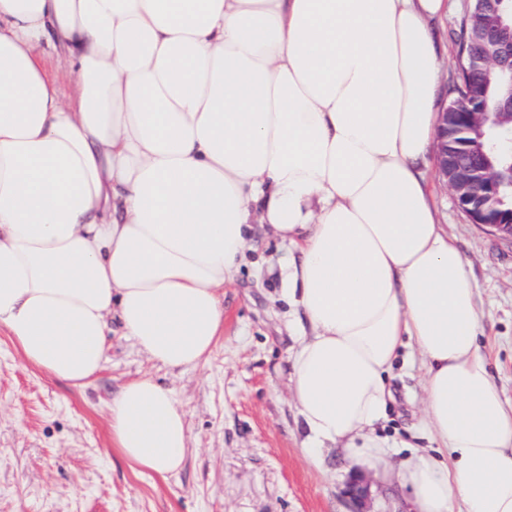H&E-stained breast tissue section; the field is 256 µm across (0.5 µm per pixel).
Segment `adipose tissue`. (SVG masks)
Wrapping results in <instances>:
<instances>
[{
  "label": "adipose tissue",
  "instance_id": "adipose-tissue-1",
  "mask_svg": "<svg viewBox=\"0 0 512 512\" xmlns=\"http://www.w3.org/2000/svg\"><path fill=\"white\" fill-rule=\"evenodd\" d=\"M445 0H0V332L82 388L111 320L169 369L206 363L253 222L311 328L290 389L318 456L394 477L415 512H512V406L479 344L467 262L426 170ZM76 82L64 96L42 60ZM424 368L430 452L380 435L402 350ZM112 442L166 476L174 392L111 399Z\"/></svg>",
  "mask_w": 512,
  "mask_h": 512
}]
</instances>
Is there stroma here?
<instances>
[{"instance_id":"35a3bbf8","label":"stroma","mask_w":512,"mask_h":512,"mask_svg":"<svg viewBox=\"0 0 512 512\" xmlns=\"http://www.w3.org/2000/svg\"><path fill=\"white\" fill-rule=\"evenodd\" d=\"M471 0H448L436 26L441 101L458 82L461 22ZM426 176L438 219L458 242L476 285L478 338L491 374L512 402V241L472 223L440 182ZM288 251L263 225L224 285V335L208 362L169 370L113 331L104 369L77 389L28 365L0 333V512H408L406 493L357 473L338 452L311 460L289 388L288 356L300 330L276 274ZM149 375L174 390L189 427L188 458L173 474L133 470L112 444L108 402ZM419 355L401 356L388 381L395 400L381 434L426 450ZM363 475L365 505L348 495Z\"/></svg>"}]
</instances>
